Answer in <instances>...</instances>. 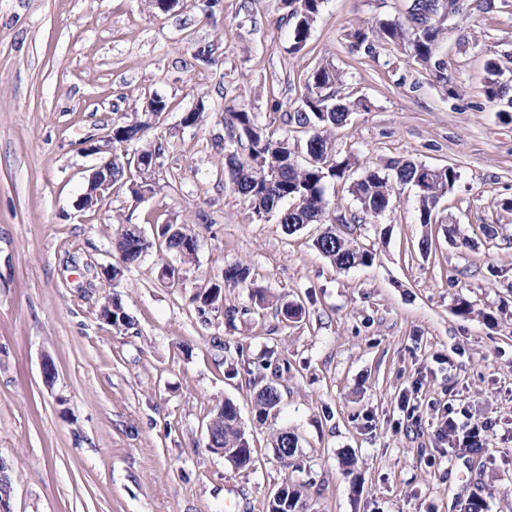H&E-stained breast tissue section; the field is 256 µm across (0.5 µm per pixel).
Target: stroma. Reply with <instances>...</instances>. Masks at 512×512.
Wrapping results in <instances>:
<instances>
[{"instance_id": "1", "label": "stroma", "mask_w": 512, "mask_h": 512, "mask_svg": "<svg viewBox=\"0 0 512 512\" xmlns=\"http://www.w3.org/2000/svg\"><path fill=\"white\" fill-rule=\"evenodd\" d=\"M406 4L324 0L296 51L281 0H186L158 15L144 0H0V459L13 512H266L285 484L307 512H459L474 494L483 512H512V120L482 94L489 62L512 70V6L447 20L442 84L400 47L351 44L352 28ZM326 61L343 74L337 100L367 103L333 136L354 165L327 186L332 210L356 212L349 185L369 167L460 174L436 223H419L409 186L366 217L351 239L375 259L349 270L313 247L320 225L290 234L253 216L224 170L225 110L304 142L305 80ZM154 95L170 104L152 131L166 145L154 194L78 209L98 162L83 143ZM200 99L205 124L181 126ZM166 223L199 236L176 282L160 279L157 248L103 282L117 225L153 240ZM235 263L271 303L229 285L234 319L200 317L195 295ZM111 297L131 327L98 319ZM281 300L301 320H284ZM281 362V401L258 418L251 372ZM227 399L251 446L244 468L206 446ZM461 410L490 445L442 458L437 423ZM281 430L299 440L295 465L271 444Z\"/></svg>"}]
</instances>
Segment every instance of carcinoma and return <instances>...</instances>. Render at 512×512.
Returning a JSON list of instances; mask_svg holds the SVG:
<instances>
[{
	"instance_id": "cac0c4a2",
	"label": "carcinoma",
	"mask_w": 512,
	"mask_h": 512,
	"mask_svg": "<svg viewBox=\"0 0 512 512\" xmlns=\"http://www.w3.org/2000/svg\"><path fill=\"white\" fill-rule=\"evenodd\" d=\"M286 19L291 25L293 49H303L311 36V31L321 12L323 0H282ZM417 16L408 13L404 18L378 19L369 26L353 29L350 37L355 46L376 50L375 42L404 46L410 57L424 68H433L436 78L447 81L444 76V62L438 58L439 44L444 34L441 25H430L419 29ZM491 78L483 86V95L490 103L500 102L512 108V78L502 74L495 62H489ZM341 72L332 64L317 66L307 76L302 107L298 112V123L307 128L305 142L308 160L300 164L296 159L298 144L288 135V131L274 137L259 125L256 115L245 110H230L224 113V127L231 132L237 142L247 143V153L237 151L224 153V169L230 183L240 195L245 206L258 217L276 214L278 221L289 232H295L306 224H323L325 229L313 240L314 248L328 258L336 268L347 270L359 265L372 263L374 255L367 249L353 244L343 232L349 221L340 216L336 223L328 221L330 202L326 198V185L335 179H342L351 168L350 159L336 154L333 131L347 121L350 106L334 101L330 91L341 82ZM144 115L137 112L125 114L112 121V158H102L101 163L112 167V187L118 190H131L135 179L127 175L120 156L116 151L126 144L144 142L146 124ZM426 165L411 161H396L391 164L393 176L388 177L374 169H367L350 185V193L358 210L365 216L377 217L390 210L397 190L404 186L415 189L419 201V221L434 224L440 199L450 190L459 178L458 171L446 166L435 169L430 182L419 183V173ZM159 236L165 248L183 260L195 258L197 239L190 225L164 224ZM153 248V242L144 244L126 237L115 238L112 249L120 254L126 265L137 263L144 253ZM228 284L242 285L253 289L257 305L264 307L267 295L264 288L255 284L250 268L243 264L229 265L211 282L198 301L199 311L213 303L224 300V287ZM281 393L278 383L272 381L255 396V409L265 417L280 403ZM216 435L214 447L232 453L237 467L249 465L251 455L249 441L241 424L233 402L224 404L212 411ZM276 451L288 449V457H293L298 448V439L284 431L271 437Z\"/></svg>"
}]
</instances>
